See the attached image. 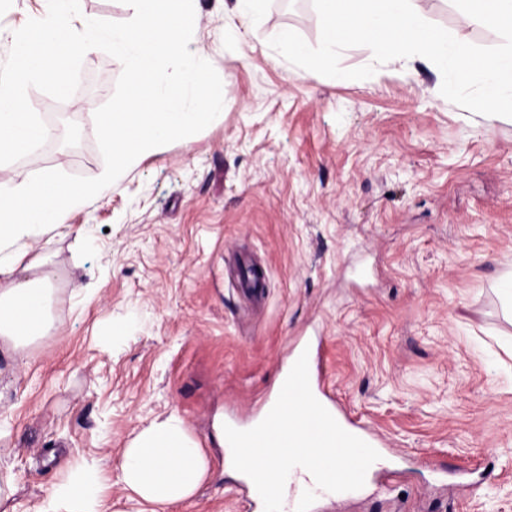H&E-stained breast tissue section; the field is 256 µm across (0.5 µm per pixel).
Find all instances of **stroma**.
I'll use <instances>...</instances> for the list:
<instances>
[{
	"mask_svg": "<svg viewBox=\"0 0 512 512\" xmlns=\"http://www.w3.org/2000/svg\"><path fill=\"white\" fill-rule=\"evenodd\" d=\"M45 5L0 0V63ZM427 9L452 35L499 42L452 0ZM283 28L318 45L312 0H270L259 25L235 0H197L189 48L222 80V115L24 247L27 278L52 281L51 329L0 356V475L13 485L0 512H33L72 459L113 476L109 512H138L117 479L122 451L172 413L210 465L168 512H254L213 423L253 417L317 337L334 398L385 437L403 480L342 508L317 492L313 512H512V119L451 103L420 63L408 79L392 62L365 80L302 75L268 44ZM81 72L100 83L67 101L29 90L53 136L0 170L14 186L104 168L93 108L122 67L93 49ZM238 257L264 269L260 304L229 284ZM451 460L489 468L475 494L442 475Z\"/></svg>",
	"mask_w": 512,
	"mask_h": 512,
	"instance_id": "35a3bbf8",
	"label": "stroma"
}]
</instances>
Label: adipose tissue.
Returning <instances> with one entry per match:
<instances>
[{"label": "adipose tissue", "instance_id": "1", "mask_svg": "<svg viewBox=\"0 0 512 512\" xmlns=\"http://www.w3.org/2000/svg\"><path fill=\"white\" fill-rule=\"evenodd\" d=\"M96 191V184L67 182L53 174L22 188L0 180V277L7 281L0 289V343L18 350L50 329L51 290L23 279L20 260L10 255V248L21 241L41 242L52 226L62 223L66 209ZM207 467L199 442L173 414L131 440L120 471L127 489L163 510L191 497ZM108 480L96 462L72 461L37 512H102Z\"/></svg>", "mask_w": 512, "mask_h": 512}]
</instances>
